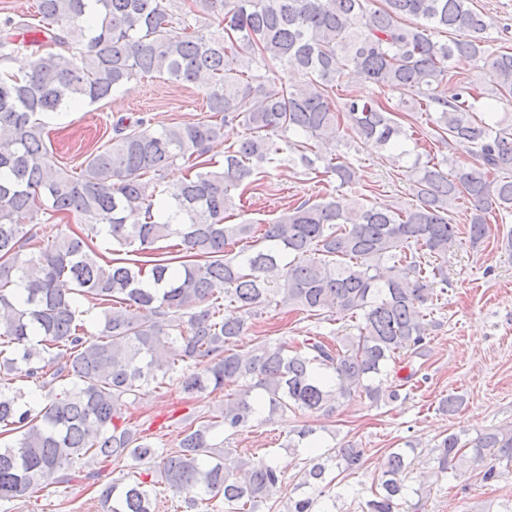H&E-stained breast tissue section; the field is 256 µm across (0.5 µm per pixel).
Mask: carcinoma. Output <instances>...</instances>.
I'll list each match as a JSON object with an SVG mask.
<instances>
[{
	"mask_svg": "<svg viewBox=\"0 0 512 512\" xmlns=\"http://www.w3.org/2000/svg\"><path fill=\"white\" fill-rule=\"evenodd\" d=\"M370 2L37 0L35 13L0 19L1 64L27 48L21 37L42 35L29 72H0V374L43 393L34 415L21 389L0 382V436L21 433L0 448V503L67 486L78 462L103 457L131 458L142 470L100 485L102 512H154L160 485L187 509L220 497L224 512H256L284 475L265 456L226 463L216 429L233 436L265 410L328 416L356 392L377 405L400 398L397 359L425 345L435 324L429 303L450 286L440 260L461 245L456 203L471 204L474 247L490 237V217L512 214V112L500 111L512 104V52L489 50L490 23L470 0ZM404 16L416 24H401ZM457 30L468 36L436 38ZM456 56L482 63L485 92L451 71ZM153 74L202 85L206 115L161 131L143 116H121L79 174L56 165L43 117ZM353 75L372 92L336 103V87ZM444 82L456 85L449 98L439 92ZM388 91L431 113L439 140L468 143L474 161L453 160L448 173L415 158L405 173L417 204L405 212L328 196L290 206L259 230L224 223L236 208L232 191L260 189L259 175L279 167L285 147L305 171L324 163L340 189L352 187L355 170L327 148L351 133L396 161L410 155L382 100ZM481 98L492 101L485 116L476 112ZM230 126L243 134L225 148L224 167L210 170L206 156ZM179 161L187 174L163 184ZM42 209L85 228L44 245L26 229ZM136 214L145 221L130 223ZM99 236L114 258L94 248ZM173 237L183 251L177 262L160 246ZM80 299L102 308L97 340L82 335ZM263 304L322 321L347 315L357 333L334 343L316 335L294 346L263 342L240 355L235 339ZM175 374L187 396L238 389L160 454L126 416L127 400ZM316 433L307 427L288 440L314 453L300 487L361 469L363 449L322 453ZM435 452L440 472L467 465L491 481L487 456L512 461V429L484 432L470 450L448 434ZM411 464L403 449L391 451L363 512H399Z\"/></svg>",
	"mask_w": 512,
	"mask_h": 512,
	"instance_id": "obj_1",
	"label": "carcinoma"
}]
</instances>
